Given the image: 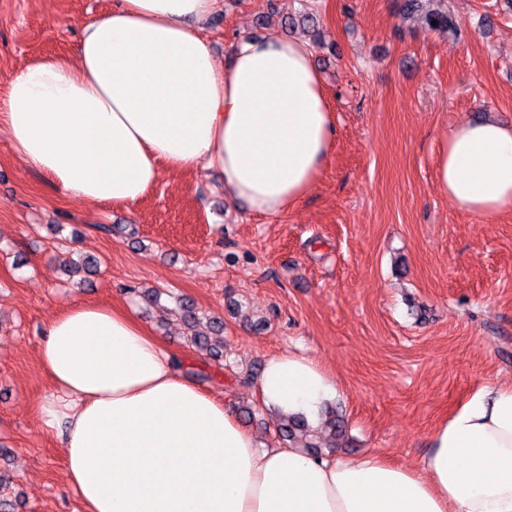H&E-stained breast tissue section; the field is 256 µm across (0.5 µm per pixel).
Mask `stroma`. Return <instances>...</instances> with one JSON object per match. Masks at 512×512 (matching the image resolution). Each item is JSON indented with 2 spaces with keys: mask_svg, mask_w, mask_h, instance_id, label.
Listing matches in <instances>:
<instances>
[{
  "mask_svg": "<svg viewBox=\"0 0 512 512\" xmlns=\"http://www.w3.org/2000/svg\"><path fill=\"white\" fill-rule=\"evenodd\" d=\"M113 0H0V95L14 73L69 54ZM399 0H222L204 34L218 63L239 37L282 33L312 12L336 124L306 199L262 217L224 198L218 173H164L140 203L91 205L26 166L0 131V472L17 512H84L65 450L40 419L52 381L38 344L74 303L130 309L259 446L271 407L244 373L273 355L313 359L333 379L348 457L416 467L436 426L476 388L512 382V211H462L436 185L450 126L512 124V9L448 0L455 31L403 16ZM100 262L84 284L62 263ZM162 288L157 307L135 288ZM224 320V357L185 338L174 299Z\"/></svg>",
  "mask_w": 512,
  "mask_h": 512,
  "instance_id": "1",
  "label": "stroma"
}]
</instances>
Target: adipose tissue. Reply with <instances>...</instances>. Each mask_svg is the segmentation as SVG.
I'll return each mask as SVG.
<instances>
[{
	"label": "adipose tissue",
	"mask_w": 512,
	"mask_h": 512,
	"mask_svg": "<svg viewBox=\"0 0 512 512\" xmlns=\"http://www.w3.org/2000/svg\"><path fill=\"white\" fill-rule=\"evenodd\" d=\"M220 0H115L72 57L36 60L0 101L21 160L70 197L140 203L164 172L214 170L266 217L299 205L336 131L306 40L243 37L218 65L203 31ZM439 189L463 211L512 210V126L448 131ZM40 406L60 430L86 512H512V382L474 391L433 431L419 467L374 455L257 448L125 308L76 303L45 323ZM266 403L314 416L336 392L304 356L270 357Z\"/></svg>",
	"instance_id": "obj_1"
}]
</instances>
